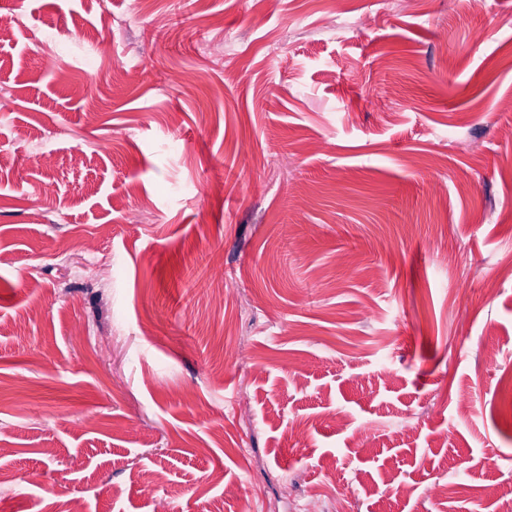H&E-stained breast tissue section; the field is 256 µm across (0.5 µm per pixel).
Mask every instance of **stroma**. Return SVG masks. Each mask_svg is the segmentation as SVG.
<instances>
[{
  "label": "stroma",
  "mask_w": 512,
  "mask_h": 512,
  "mask_svg": "<svg viewBox=\"0 0 512 512\" xmlns=\"http://www.w3.org/2000/svg\"><path fill=\"white\" fill-rule=\"evenodd\" d=\"M0 7V512L512 498V0Z\"/></svg>",
  "instance_id": "stroma-1"
}]
</instances>
